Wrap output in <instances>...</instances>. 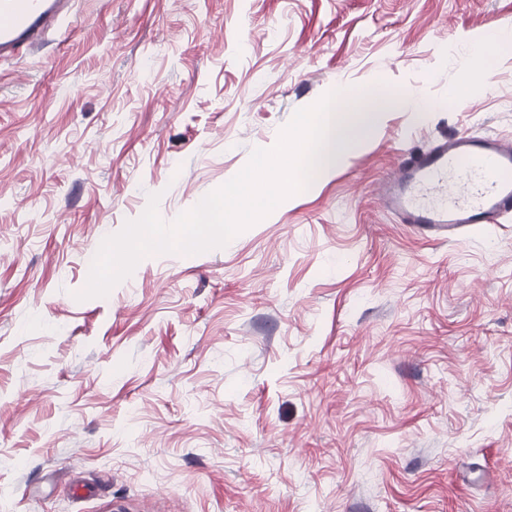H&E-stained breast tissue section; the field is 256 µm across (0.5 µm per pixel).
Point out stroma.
<instances>
[{
	"mask_svg": "<svg viewBox=\"0 0 512 512\" xmlns=\"http://www.w3.org/2000/svg\"><path fill=\"white\" fill-rule=\"evenodd\" d=\"M512 0H72L0 59V512H512V217L433 239L404 151L512 139ZM382 79L338 168L225 247L77 300L150 195L172 222L296 110ZM501 47H512L511 26H501L492 33H486L471 46V50L476 57V65L469 70L464 79L455 87V90L451 93L452 97L464 95L472 88L486 84V79L490 76L486 65V55L490 51L498 50Z\"/></svg>",
	"mask_w": 512,
	"mask_h": 512,
	"instance_id": "obj_1",
	"label": "stroma"
}]
</instances>
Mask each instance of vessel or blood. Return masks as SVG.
<instances>
[{
  "label": "vessel or blood",
  "mask_w": 512,
  "mask_h": 512,
  "mask_svg": "<svg viewBox=\"0 0 512 512\" xmlns=\"http://www.w3.org/2000/svg\"><path fill=\"white\" fill-rule=\"evenodd\" d=\"M65 0H0V54L34 43ZM384 207L426 233L485 227L512 214V143L462 133L401 153L381 186Z\"/></svg>",
  "instance_id": "vessel-or-blood-1"
}]
</instances>
